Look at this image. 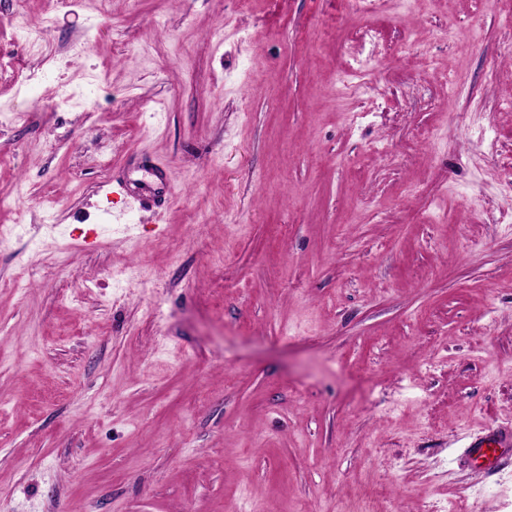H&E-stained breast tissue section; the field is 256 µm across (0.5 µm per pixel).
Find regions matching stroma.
<instances>
[{
    "mask_svg": "<svg viewBox=\"0 0 512 512\" xmlns=\"http://www.w3.org/2000/svg\"><path fill=\"white\" fill-rule=\"evenodd\" d=\"M378 3L0 0V512H512V27ZM511 447L512 426H497L472 440L466 450L475 465L487 473H493L499 467L501 449Z\"/></svg>",
    "mask_w": 512,
    "mask_h": 512,
    "instance_id": "stroma-1",
    "label": "stroma"
}]
</instances>
